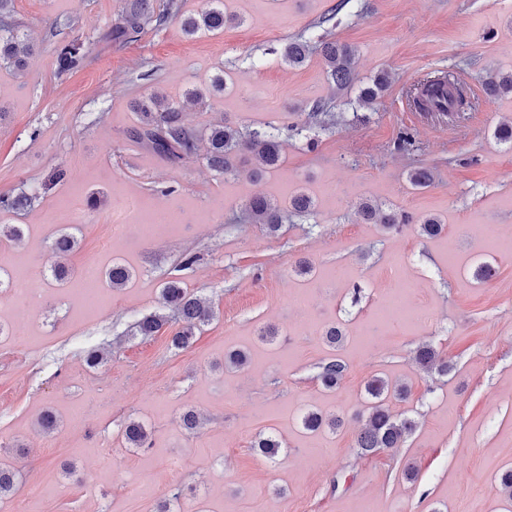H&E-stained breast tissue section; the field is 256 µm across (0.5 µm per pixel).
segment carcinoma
Here are the masks:
<instances>
[{
  "mask_svg": "<svg viewBox=\"0 0 512 512\" xmlns=\"http://www.w3.org/2000/svg\"><path fill=\"white\" fill-rule=\"evenodd\" d=\"M174 16V4L162 0H126V7L118 21L112 25L108 38L117 46H127L139 40L149 26L159 28ZM235 21V17L224 15L223 0H208L204 10L180 17L182 31L188 36L199 32H218L224 25ZM317 52L330 83L341 90L351 84L355 51L345 44L312 40L299 37L285 43L283 58L288 65H303L312 52ZM33 46L27 43V34L8 23H0V65L12 66L18 71L26 68L27 59ZM57 70L69 73L81 67L86 57L84 43L78 39L63 41L55 46ZM388 87V75L377 74L364 87L358 100L370 105L376 102ZM512 90V74L499 77L488 75L484 90L495 95L499 90ZM412 102L421 112H439L443 115L456 114L465 105V96L459 77L452 71L424 74L408 91ZM135 111L140 113V125L131 129L129 137L145 146L149 151L172 166L197 157L198 143L207 141L206 162L221 173L235 171L257 180L268 169L274 167L280 158L278 134L267 131L243 133L228 125L218 123L201 132L189 126L183 117V106L168 100L157 91H151L134 101ZM39 195L20 192L0 194V210L22 211L34 207ZM246 216L252 224L264 225L270 234L277 233L288 216L308 217L314 213L311 197L298 193L291 199L289 209L279 207L271 200L256 196L248 200ZM362 220L379 224L387 230H400L403 224H415L421 235L434 237L445 230V224L438 217L417 219L410 213L384 210L377 204L362 202L358 207ZM79 245L78 238L61 229L52 242V253L57 261L51 265L52 276L59 284L68 279V269L61 259L74 252ZM108 287L119 290L127 285L133 272L126 266L115 263L104 273ZM215 316L212 306L182 287L180 277L174 275L159 289V310L143 316L135 325L137 334L149 337L157 334L164 326L175 323L177 327L170 336V346L184 350L193 344L196 330L209 323ZM414 360L419 368L427 372L445 375L452 370L442 353L432 345L416 350ZM347 364L338 357H332L319 365L317 380L326 390H335L342 384L347 373ZM370 399L366 408L365 424L356 437V448L362 454H373L379 450L400 448L417 427L415 419L394 414L387 399H404L408 387H391L381 376L371 377L365 384ZM302 427L310 432L328 429L336 431L341 419L334 414L320 410H307L301 417ZM125 441L130 448L149 446L150 433L147 427L136 420L129 422L124 431ZM252 448L260 455L273 459L277 457L282 443L274 436L260 435ZM17 475L10 468L0 466V498L10 495L16 488Z\"/></svg>",
  "mask_w": 512,
  "mask_h": 512,
  "instance_id": "carcinoma-1",
  "label": "carcinoma"
}]
</instances>
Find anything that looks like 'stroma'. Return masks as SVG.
<instances>
[{
  "label": "stroma",
  "instance_id": "stroma-1",
  "mask_svg": "<svg viewBox=\"0 0 512 512\" xmlns=\"http://www.w3.org/2000/svg\"><path fill=\"white\" fill-rule=\"evenodd\" d=\"M336 3L224 0L239 21L222 33L191 37L173 18L118 47L106 35L122 0H13L11 21L35 47L24 72L0 67V193L41 198L0 212V225L25 229L22 242L0 238V279L25 270L42 301L39 328L21 338L14 299L0 293V464L18 477L0 512L21 503L27 512H157L174 492L177 512H512L498 481L512 467V252L490 246L512 239V147L495 136L512 122V92H483L487 74L512 73V0H351L340 11ZM302 35L355 49L348 88L329 83L319 55L284 63V44ZM74 38L85 64L58 75L54 48ZM448 69L478 110L459 119L415 111L407 88ZM382 71L387 91L360 106V89ZM218 75L224 94L189 108L186 121L201 131L222 120L277 129L280 164L258 181L217 173L200 157L169 166L128 136L139 120L130 104L142 94L182 101ZM320 101L332 102L334 123L312 148L296 128ZM405 134L412 144L401 151ZM420 166L433 169L432 187L411 186ZM60 169L65 179L52 182ZM299 191L313 215L277 234L240 218L253 195L284 207ZM366 200L440 217L446 228L432 238L414 225L383 230L359 217ZM155 211L167 219L150 242L141 226ZM65 226L79 246L60 285L50 244ZM188 251L198 261L178 271ZM115 262L132 270L128 285L106 290L105 311L78 309L71 291L85 268ZM302 262L310 273L299 272ZM481 262L496 273L479 283ZM175 273L216 312L180 351L169 330L146 340L129 333L157 310L158 289ZM398 292L413 315L380 319L381 300ZM298 293L310 297L308 309L295 305ZM331 324L345 333L337 349L322 338ZM425 341L451 372L418 370L412 352ZM91 347L111 352L96 370L84 358ZM234 350L246 354L245 368L225 367ZM336 355L348 372L329 392L316 375ZM374 375L408 385V398L390 407L417 427L401 448L364 456L355 415ZM312 407L342 426L306 431L301 415ZM47 410L58 422L48 434L38 425ZM188 410L202 419L192 432L179 425ZM132 420L147 426L149 447L127 446ZM261 434L282 441L276 460L253 450ZM408 465L415 479H406ZM133 482L141 493H131Z\"/></svg>",
  "mask_w": 512,
  "mask_h": 512
}]
</instances>
